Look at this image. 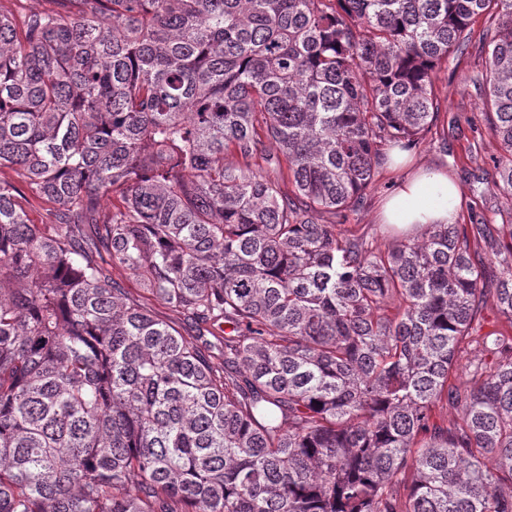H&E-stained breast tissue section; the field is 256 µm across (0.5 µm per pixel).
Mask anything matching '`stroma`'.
Segmentation results:
<instances>
[{"label": "stroma", "instance_id": "stroma-1", "mask_svg": "<svg viewBox=\"0 0 512 512\" xmlns=\"http://www.w3.org/2000/svg\"><path fill=\"white\" fill-rule=\"evenodd\" d=\"M477 71L466 64L449 63L442 69L435 93L440 102L437 121L420 149L411 152L412 166L429 168L446 166L449 177L458 185L465 202L486 198L493 213L491 223L500 224L512 218L504 199L495 194L493 157L499 156L500 144L492 138L474 140L469 122L481 112L480 100L472 80ZM408 170L384 169L367 191L363 208L349 216L352 224L371 225L376 239H383L379 213L385 198L396 190Z\"/></svg>", "mask_w": 512, "mask_h": 512}]
</instances>
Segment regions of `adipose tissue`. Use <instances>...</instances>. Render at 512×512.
<instances>
[{
    "instance_id": "1",
    "label": "adipose tissue",
    "mask_w": 512,
    "mask_h": 512,
    "mask_svg": "<svg viewBox=\"0 0 512 512\" xmlns=\"http://www.w3.org/2000/svg\"><path fill=\"white\" fill-rule=\"evenodd\" d=\"M461 201L459 187L447 172L430 169L406 177L382 205L381 221L407 230L425 224L453 223Z\"/></svg>"
}]
</instances>
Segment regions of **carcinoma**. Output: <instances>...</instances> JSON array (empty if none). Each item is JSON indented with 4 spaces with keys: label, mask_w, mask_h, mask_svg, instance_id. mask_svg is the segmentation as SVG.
I'll return each instance as SVG.
<instances>
[{
    "label": "carcinoma",
    "mask_w": 512,
    "mask_h": 512,
    "mask_svg": "<svg viewBox=\"0 0 512 512\" xmlns=\"http://www.w3.org/2000/svg\"><path fill=\"white\" fill-rule=\"evenodd\" d=\"M47 2L0 10V512H512V224L319 221L473 47L512 206V0ZM113 276L115 278H119L122 281L124 288H127V290L131 293L133 297L142 299L147 304V306L152 310L155 316L164 321L171 322L177 325L184 336H189V334H192L191 332H189V329L184 325L182 317L172 312L160 301L152 297H149L148 294L144 293L142 289L143 287L135 278L131 277L126 273H121L116 270L113 271Z\"/></svg>",
    "instance_id": "1"
}]
</instances>
